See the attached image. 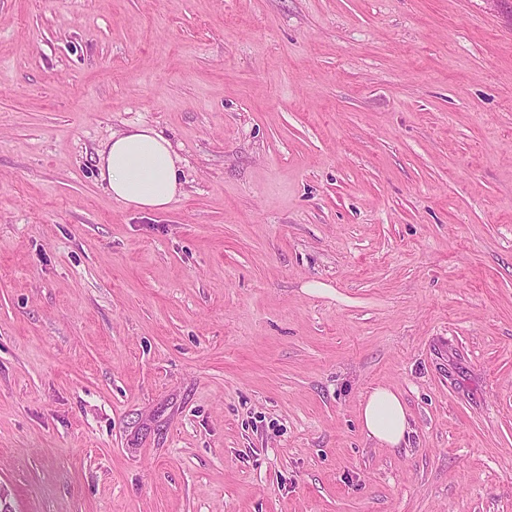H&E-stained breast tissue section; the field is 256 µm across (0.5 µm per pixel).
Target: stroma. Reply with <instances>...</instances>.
Segmentation results:
<instances>
[{"instance_id":"obj_1","label":"stroma","mask_w":512,"mask_h":512,"mask_svg":"<svg viewBox=\"0 0 512 512\" xmlns=\"http://www.w3.org/2000/svg\"><path fill=\"white\" fill-rule=\"evenodd\" d=\"M139 124L157 214L98 180ZM0 488L512 512V0H0ZM98 178L112 197L138 210L158 213L183 194L182 159L154 127L112 133L96 151ZM361 426L373 442L396 448L409 431V419L404 404L392 389L376 387L362 403Z\"/></svg>"}]
</instances>
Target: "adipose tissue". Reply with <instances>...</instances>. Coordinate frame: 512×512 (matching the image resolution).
I'll use <instances>...</instances> for the list:
<instances>
[{"instance_id": "adipose-tissue-1", "label": "adipose tissue", "mask_w": 512, "mask_h": 512, "mask_svg": "<svg viewBox=\"0 0 512 512\" xmlns=\"http://www.w3.org/2000/svg\"><path fill=\"white\" fill-rule=\"evenodd\" d=\"M96 156L98 178L107 191L138 210L166 211L183 192L181 159L171 141L154 127L138 125L114 133ZM361 426L373 442L395 448L405 438L409 419L399 396L378 387L362 404Z\"/></svg>"}]
</instances>
